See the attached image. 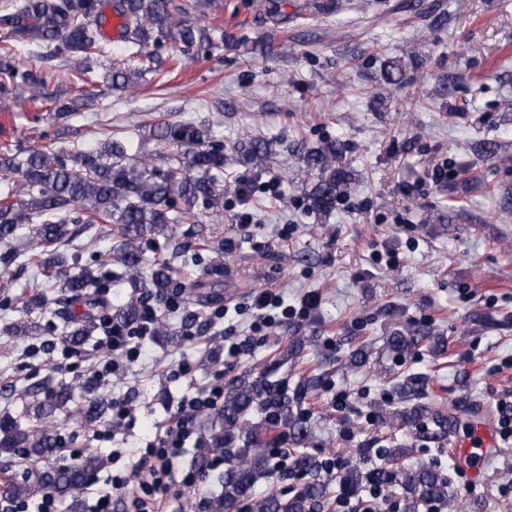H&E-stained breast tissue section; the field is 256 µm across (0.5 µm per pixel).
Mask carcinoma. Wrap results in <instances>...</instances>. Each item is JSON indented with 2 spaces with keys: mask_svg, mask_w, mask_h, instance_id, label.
Masks as SVG:
<instances>
[{
  "mask_svg": "<svg viewBox=\"0 0 512 512\" xmlns=\"http://www.w3.org/2000/svg\"><path fill=\"white\" fill-rule=\"evenodd\" d=\"M116 11L123 20L128 42L136 52L149 46L179 43L184 49L208 52L213 41L204 32L183 25L172 14L166 0H119ZM91 0H20L12 10L0 16L8 28L7 40L17 44L38 41L53 46L57 57L71 62L73 77L89 82L93 62L104 54L97 30L92 26ZM17 81L38 93L43 79L24 70L16 60L13 46L0 48V89ZM128 130L109 133L95 147H75L77 160L70 165L63 151L48 141L29 152L23 160L7 152L0 153V243H11L21 224L36 225L34 240L25 252L33 257L48 255L42 261L49 287L57 289L55 300L66 309L79 305L81 313H67L63 336L75 346L84 344L98 330L99 317L107 312L112 323L125 327L140 319L145 298L162 297L172 284L174 268L168 262L146 266L142 252L134 242L144 237L174 238L183 224H195L199 214L224 208V166L228 158L224 145L213 128L206 124H168L152 128L148 137L165 141L181 150L171 168L154 166L153 155L139 150L130 155L120 141ZM275 140L246 137L234 147L239 161L256 172L266 171ZM300 159L312 182L307 192L309 208L318 215H329L336 201L347 190L350 173L342 164L334 142L318 147H303ZM83 217H70L76 208ZM110 224L112 233L122 238L120 244L101 256L100 266L112 267V278L131 288L128 301L114 307L99 269L76 267L60 248L73 245L76 223ZM222 267L215 260L189 284L190 295L199 307L224 300L223 280L214 277ZM425 343L438 353L444 350V338L423 326H412L388 337V350L403 359L413 348ZM321 386V376H308L289 389L288 380L275 371L253 374L244 372L225 386L224 407L210 420L211 435L200 449L196 462L207 467L212 459H224L220 477L221 493L208 501L211 512L229 509L250 499L257 484L274 478L278 463L274 449L281 455L294 452L295 467L312 481L286 498L270 489L252 512H310L316 501L327 495L328 486L315 480L322 462L302 451L311 438V426L301 410L311 391ZM421 379L413 376L396 384L395 395L404 404L403 412L412 419L419 413L410 406L422 391ZM84 389L79 383L61 386L46 395L41 408L43 426L32 430L15 418H5L0 425V451L12 453L36 463L56 450L55 411L73 401L74 391ZM292 449H286V446ZM406 451L393 448L387 462L364 471L354 467L341 480L342 495L356 497L370 483L395 481L420 500L441 501L448 495V482L430 466L414 472L396 466ZM102 464L97 457L83 464L58 469L47 476L49 491L69 495L82 486Z\"/></svg>",
  "mask_w": 512,
  "mask_h": 512,
  "instance_id": "obj_1",
  "label": "carcinoma"
}]
</instances>
